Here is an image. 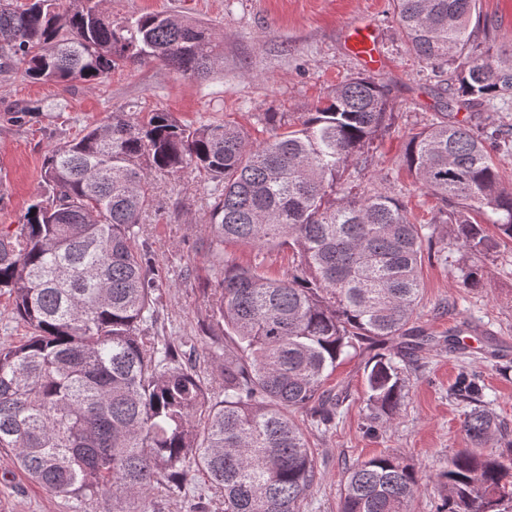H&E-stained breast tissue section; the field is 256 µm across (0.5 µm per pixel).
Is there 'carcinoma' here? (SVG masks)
<instances>
[{
    "label": "carcinoma",
    "mask_w": 512,
    "mask_h": 512,
    "mask_svg": "<svg viewBox=\"0 0 512 512\" xmlns=\"http://www.w3.org/2000/svg\"><path fill=\"white\" fill-rule=\"evenodd\" d=\"M107 0H0V57L25 79L102 82L126 62L158 61L205 79L223 63L211 27L185 15L114 20ZM477 0H394L409 51L440 69L456 64L448 110L512 94V63L471 48ZM384 87L367 77L336 85L295 123L265 114L273 134L253 144L230 122L198 127L169 113L143 120L116 110L44 160L45 195L23 223L0 228V290L30 327L0 346V449L65 498L101 512H152L153 491L181 494L201 474L224 512H301L317 480L299 410L316 423L338 406L324 385L342 357L368 355L367 402L392 419L404 367L431 341L416 324L423 244L435 227L413 224L388 190L340 189L349 163L387 119ZM404 161L456 226L457 249L512 241V192L489 146L465 124L432 123L409 137ZM195 166L212 183L209 247L222 269L205 328L210 359L224 357L221 400L180 347L149 342L159 280L142 216L158 208L152 171ZM491 217L499 238L469 211ZM235 242L292 250L298 264L271 279L224 254ZM479 378L454 395L472 406L465 434L490 438ZM437 512H512L509 468L494 452H457L436 474ZM421 478L393 456L348 470L340 512H410Z\"/></svg>",
    "instance_id": "1"
}]
</instances>
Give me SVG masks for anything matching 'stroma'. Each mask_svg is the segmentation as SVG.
Here are the masks:
<instances>
[{"label": "stroma", "instance_id": "35a3bbf8", "mask_svg": "<svg viewBox=\"0 0 512 512\" xmlns=\"http://www.w3.org/2000/svg\"><path fill=\"white\" fill-rule=\"evenodd\" d=\"M164 11L207 22L221 34L223 64L208 79L196 80L156 62L119 66L98 85L0 73V225L21 223L42 197L44 157L53 146L118 109H160L195 126L229 120L260 142L268 136L264 113L296 119L325 101L345 78L370 76L386 86L392 117L348 172L362 190H390L414 224H435L438 202L415 183L404 163L411 134L442 120L468 122L481 136L512 128V95L467 110L447 109L441 75L409 51L392 0H112L117 19ZM476 12L485 28L478 51L512 56V0H477ZM363 16L379 33L383 63L373 70L344 43L346 22ZM153 180L161 204L144 217L142 237L164 278L155 335L197 348L201 325L213 308L210 290L220 278L207 246L210 183L193 167L174 175L157 173ZM435 226L438 237L450 241L452 224ZM224 252L278 279L287 278L296 264L288 249L261 252L229 245ZM472 264L482 268L477 288L465 285L457 273L458 267ZM421 277L417 320L438 340L419 353L417 368L408 369L405 397L393 418L371 414L366 359L353 355L341 360L327 382L343 396L331 425L312 424L297 412L318 472L303 512H338L348 469L387 454L410 464L423 479L411 512H436L444 491L435 473L470 445L462 428L469 407L451 395L465 372L479 374L482 403L495 420L489 448L498 452L512 443V243L478 257L453 246L443 256L424 254ZM452 329L460 336L453 352L443 341ZM0 512H98V505L41 488L11 453L2 451Z\"/></svg>", "mask_w": 512, "mask_h": 512}]
</instances>
